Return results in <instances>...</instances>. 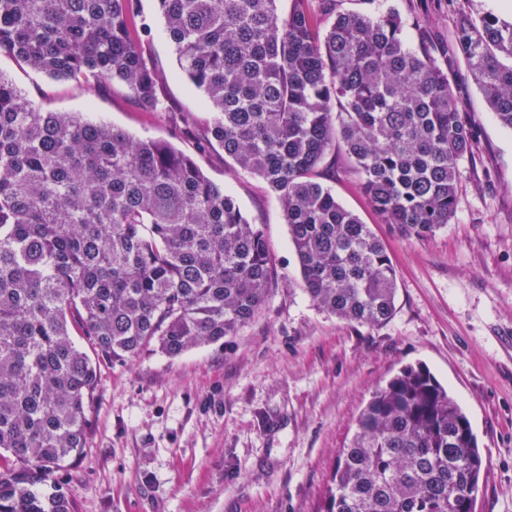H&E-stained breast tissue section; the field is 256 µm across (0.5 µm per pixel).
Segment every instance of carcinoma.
I'll list each match as a JSON object with an SVG mask.
<instances>
[{
	"label": "carcinoma",
	"instance_id": "cac0c4a2",
	"mask_svg": "<svg viewBox=\"0 0 512 512\" xmlns=\"http://www.w3.org/2000/svg\"><path fill=\"white\" fill-rule=\"evenodd\" d=\"M138 0H0V53L59 80L118 82L161 112L165 72L144 56ZM158 0L179 67L207 97L217 144L280 201L305 290L350 323L380 327L397 279L384 243L316 178L340 144L382 224L426 238L455 215L476 140L448 72L408 46L392 10L336 0ZM460 52L512 130V22L460 8ZM264 236L186 154L79 112H45L0 73V512H72L40 490L84 447L97 365L156 344L175 357L217 343L265 304ZM484 467L471 422L424 365L362 409L322 512H463Z\"/></svg>",
	"mask_w": 512,
	"mask_h": 512
}]
</instances>
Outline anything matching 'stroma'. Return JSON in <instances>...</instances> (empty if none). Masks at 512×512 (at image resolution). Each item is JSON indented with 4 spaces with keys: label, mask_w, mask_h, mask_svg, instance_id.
<instances>
[{
    "label": "stroma",
    "mask_w": 512,
    "mask_h": 512,
    "mask_svg": "<svg viewBox=\"0 0 512 512\" xmlns=\"http://www.w3.org/2000/svg\"><path fill=\"white\" fill-rule=\"evenodd\" d=\"M340 10L394 8L417 43L416 21L442 51L452 33L446 0H336ZM135 26L167 79L164 111L145 112L121 84L51 79L0 54V72L42 109L80 112L144 140L173 144L237 200L270 248L276 278L266 305L235 335L177 357L148 346L101 363L80 455L54 478L73 512H320L337 454L374 389L407 365L427 366L472 424L485 472L476 512H512V131L502 128L462 54L450 79L477 147L460 166L453 220L433 235L401 236L379 223L344 151L319 180L384 242L397 276L383 326L352 324L304 290L278 199L258 177L198 149L179 130L211 115L178 66L157 0H139Z\"/></svg>",
    "instance_id": "35a3bbf8"
}]
</instances>
